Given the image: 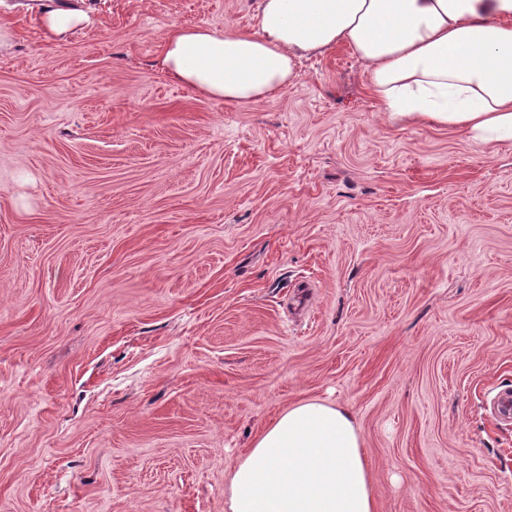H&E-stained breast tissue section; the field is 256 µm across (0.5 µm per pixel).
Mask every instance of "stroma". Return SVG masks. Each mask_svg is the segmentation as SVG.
Masks as SVG:
<instances>
[{
    "label": "stroma",
    "mask_w": 512,
    "mask_h": 512,
    "mask_svg": "<svg viewBox=\"0 0 512 512\" xmlns=\"http://www.w3.org/2000/svg\"><path fill=\"white\" fill-rule=\"evenodd\" d=\"M41 2L0 0V512H226L305 400L378 512H512V144L390 120L342 47L246 106L165 77L255 0ZM43 7V22L46 28L55 35H63L88 20V15L78 9L63 10L47 0Z\"/></svg>",
    "instance_id": "35a3bbf8"
}]
</instances>
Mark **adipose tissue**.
<instances>
[{"mask_svg": "<svg viewBox=\"0 0 512 512\" xmlns=\"http://www.w3.org/2000/svg\"><path fill=\"white\" fill-rule=\"evenodd\" d=\"M348 47L383 112L480 143L512 141V0H257L255 27H174L162 69L231 105L275 98L301 60ZM228 512H377L344 408L301 401L230 471Z\"/></svg>", "mask_w": 512, "mask_h": 512, "instance_id": "ef3b65f1", "label": "adipose tissue"}]
</instances>
